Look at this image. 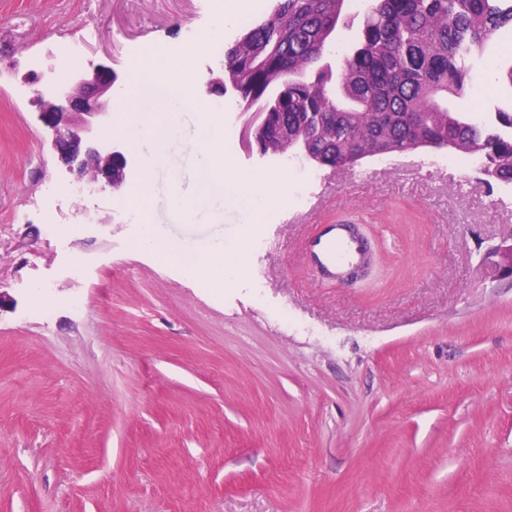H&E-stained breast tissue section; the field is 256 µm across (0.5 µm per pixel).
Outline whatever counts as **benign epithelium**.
<instances>
[{"mask_svg": "<svg viewBox=\"0 0 512 512\" xmlns=\"http://www.w3.org/2000/svg\"><path fill=\"white\" fill-rule=\"evenodd\" d=\"M119 75L106 61L77 66L67 74L66 90L59 93L35 90L41 103L42 123L53 131L60 161L90 178L105 192L126 179L124 157L101 147L93 137L94 127L112 115V97Z\"/></svg>", "mask_w": 512, "mask_h": 512, "instance_id": "benign-epithelium-1", "label": "benign epithelium"}]
</instances>
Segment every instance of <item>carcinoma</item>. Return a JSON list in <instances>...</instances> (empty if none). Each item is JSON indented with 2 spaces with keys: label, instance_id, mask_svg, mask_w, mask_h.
<instances>
[{
  "label": "carcinoma",
  "instance_id": "1",
  "mask_svg": "<svg viewBox=\"0 0 512 512\" xmlns=\"http://www.w3.org/2000/svg\"><path fill=\"white\" fill-rule=\"evenodd\" d=\"M345 8L346 0H275L224 50V82L270 113L260 152L297 149L339 169L446 148L482 159L479 183H512V107L479 119L448 107L467 92L469 62L512 30V0H371L335 96L331 68L317 63ZM284 124L286 139L277 135Z\"/></svg>",
  "mask_w": 512,
  "mask_h": 512
}]
</instances>
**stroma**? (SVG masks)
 I'll return each mask as SVG.
<instances>
[{
  "label": "stroma",
  "mask_w": 512,
  "mask_h": 512,
  "mask_svg": "<svg viewBox=\"0 0 512 512\" xmlns=\"http://www.w3.org/2000/svg\"><path fill=\"white\" fill-rule=\"evenodd\" d=\"M218 13L217 0H0V512H512V278L490 256L512 239V186L477 184L448 149L352 169L265 156L228 93L237 176L288 187L274 223L228 197L179 218L172 192L200 190L192 112L150 172L149 147L100 125L127 179L81 204L66 193L78 173L18 97L24 77L74 52L125 73L180 49L210 102L240 32L200 43ZM511 64L491 46L471 87L512 102L498 80ZM142 185L148 201L127 203ZM347 218L371 226L380 260L353 285L318 280L307 245ZM147 223L171 252L139 248ZM219 241L245 265L225 286L183 261Z\"/></svg>",
  "instance_id": "35a3bbf8"
}]
</instances>
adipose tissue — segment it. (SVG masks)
<instances>
[{"label":"adipose tissue","mask_w":512,"mask_h":512,"mask_svg":"<svg viewBox=\"0 0 512 512\" xmlns=\"http://www.w3.org/2000/svg\"><path fill=\"white\" fill-rule=\"evenodd\" d=\"M190 59L184 54L164 53L158 58L136 61L129 69L128 92L121 98L119 108L126 114L124 131L132 145L151 141L154 147L164 146L177 133L164 116L179 107L199 113L202 120L200 133L194 140V159L200 176V197L229 195L260 202L270 207H280V195H264L254 186L241 182L229 165H217L215 156L219 148L221 131L215 113L208 104L196 100L186 72ZM148 101L152 119H144L141 101Z\"/></svg>","instance_id":"1"}]
</instances>
